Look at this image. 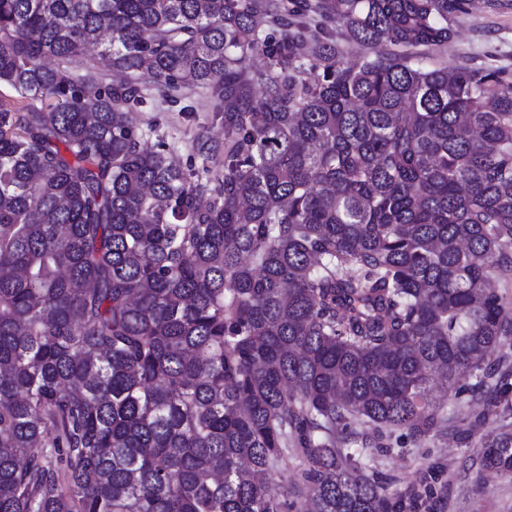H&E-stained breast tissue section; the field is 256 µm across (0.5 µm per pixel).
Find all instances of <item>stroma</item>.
Segmentation results:
<instances>
[{"label": "stroma", "mask_w": 512, "mask_h": 512, "mask_svg": "<svg viewBox=\"0 0 512 512\" xmlns=\"http://www.w3.org/2000/svg\"><path fill=\"white\" fill-rule=\"evenodd\" d=\"M457 35L440 56L451 66L462 62L512 69V0H475L456 22ZM191 111H181L160 92L131 110L130 118L147 145L164 142L183 170L201 166L199 141L223 148L224 125L213 112L206 90L188 93ZM432 400L448 411V428L416 441L404 431L392 435L393 450L376 466L401 492L429 482L433 492L420 512H512V477L482 475L481 446L492 431L512 425V399L500 402L485 420H477V398H453L444 389L431 390Z\"/></svg>", "instance_id": "obj_1"}]
</instances>
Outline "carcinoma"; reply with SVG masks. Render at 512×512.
I'll return each instance as SVG.
<instances>
[{
    "label": "carcinoma",
    "mask_w": 512,
    "mask_h": 512,
    "mask_svg": "<svg viewBox=\"0 0 512 512\" xmlns=\"http://www.w3.org/2000/svg\"><path fill=\"white\" fill-rule=\"evenodd\" d=\"M468 7L0 0V512H288L290 456L304 512L432 493L369 462L512 336V73L437 63ZM101 43L125 79H74ZM190 86L220 168L128 119ZM481 466L512 477V428ZM296 461L291 459L288 461V466H282L276 471L271 478V485L278 487V492L283 490L288 484V503L290 508L288 512H303V499L301 496L294 494L291 488L292 472L296 467Z\"/></svg>",
    "instance_id": "1"
}]
</instances>
